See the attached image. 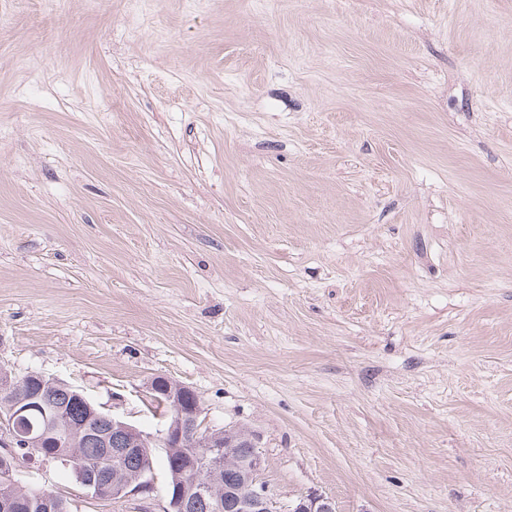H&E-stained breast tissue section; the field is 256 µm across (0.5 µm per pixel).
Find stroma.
<instances>
[{"mask_svg":"<svg viewBox=\"0 0 512 512\" xmlns=\"http://www.w3.org/2000/svg\"><path fill=\"white\" fill-rule=\"evenodd\" d=\"M0 360L191 387L282 512H512V0H0Z\"/></svg>","mask_w":512,"mask_h":512,"instance_id":"35a3bbf8","label":"stroma"}]
</instances>
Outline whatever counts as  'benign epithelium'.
Returning a JSON list of instances; mask_svg holds the SVG:
<instances>
[{"mask_svg":"<svg viewBox=\"0 0 512 512\" xmlns=\"http://www.w3.org/2000/svg\"><path fill=\"white\" fill-rule=\"evenodd\" d=\"M69 389L85 401L86 422L76 426L59 414L49 417L48 423L55 432L57 446L67 447L74 437L90 430L89 421L101 415L97 406L85 392L75 386ZM164 396L168 410L163 414L164 425L157 433H146L122 419L112 417V424L124 431L130 442L128 448H117L111 454V477L104 481L96 474L84 471L79 485L90 499H122L151 496L154 492V471L143 473L136 479L128 477L122 467L123 458L130 448L144 441L169 453L170 468L165 472L167 479V507L163 512H194L196 501L213 492L214 482L208 480L200 485L188 486L185 477L188 471L208 473L213 476L223 471L233 473V479L224 483V502L219 507H227L231 512H278L277 501L268 488L260 481L263 466L260 438L252 430L243 426L213 428L206 424L202 415L204 409L199 396L190 387L164 376L155 377L146 397L155 401ZM22 400H11L0 409V447L7 450L22 444L28 451L26 459L35 460L42 453L39 439L26 434L21 429V421L27 412ZM236 446L247 448L249 453L235 463L228 462L224 449ZM23 467L15 453L0 456V483L16 485ZM61 495L50 493L38 500L20 498L27 504V512H56ZM292 512H334L332 502L318 494H308L298 500Z\"/></svg>","mask_w":512,"mask_h":512,"instance_id":"benign-epithelium-1","label":"benign epithelium"}]
</instances>
